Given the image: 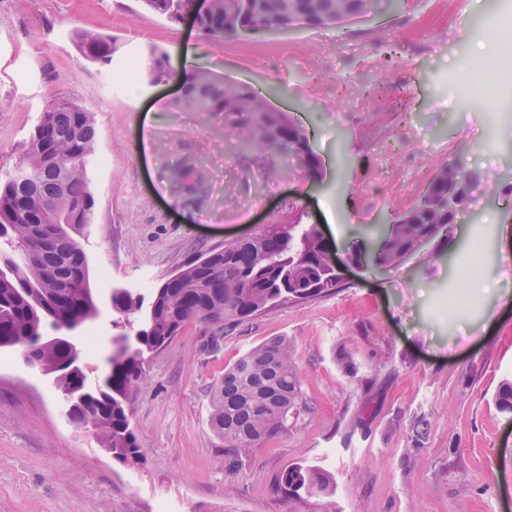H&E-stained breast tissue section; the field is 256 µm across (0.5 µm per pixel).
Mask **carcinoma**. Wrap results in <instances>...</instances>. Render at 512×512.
<instances>
[{
	"label": "carcinoma",
	"instance_id": "cac0c4a2",
	"mask_svg": "<svg viewBox=\"0 0 512 512\" xmlns=\"http://www.w3.org/2000/svg\"><path fill=\"white\" fill-rule=\"evenodd\" d=\"M169 22L178 21L190 0H144ZM320 26L339 27L365 18L362 0H304ZM293 29L288 0H211L200 17L199 31L214 41ZM73 41L80 52L91 43L105 46L92 61L108 64L116 51L112 38L77 29ZM165 56L151 51L145 73L152 81L169 74ZM183 84L186 102L197 112L224 113V131L240 147L304 156V167L317 170L302 128L285 112L273 108L268 93L252 85L194 70ZM97 128L93 113L69 102H54L29 133L20 164L29 177L12 169L0 174V238L9 252L0 253V349L18 348L48 366L65 402L67 417L94 424L101 444L124 464L138 461L143 448L131 426L128 403L146 377L149 354L164 346L191 321L224 327L268 312L280 305L302 303L336 292L340 280L329 264L327 247L312 224H269L240 245L206 251L185 263L175 280H166L150 298L127 288L112 289V310L125 316L144 314L132 336L112 350L111 369L89 380V366L72 359L64 342L42 340L55 320L86 324L99 314L91 288L86 254L79 241L95 222V196L89 165L95 154ZM68 179L65 195L57 194L61 175ZM484 175L462 174L456 164L439 168L414 204L379 234L377 263L389 265L412 252L422 240H448L459 207L468 204ZM501 411L512 414V382L496 396ZM208 424L234 457L281 434L304 406L291 346L282 336L240 355L224 369L211 391ZM280 486L297 498L329 495L333 477L311 465L293 464Z\"/></svg>",
	"mask_w": 512,
	"mask_h": 512
}]
</instances>
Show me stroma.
<instances>
[{
    "label": "stroma",
    "instance_id": "stroma-1",
    "mask_svg": "<svg viewBox=\"0 0 512 512\" xmlns=\"http://www.w3.org/2000/svg\"><path fill=\"white\" fill-rule=\"evenodd\" d=\"M434 0L344 27L234 39L235 53L191 21L171 23L144 0H0V168H13L50 99L91 111L98 131L91 170L96 220L81 243L100 314L102 370L117 322L113 287L156 288L198 253L267 225L301 218L318 225L345 268L340 288L225 328L188 323L153 353L128 407L143 457L113 459L93 429L70 424L52 376L0 350V512H512V415L496 405L512 380V104L452 103L453 71L471 62L487 35L471 18L498 0H457L465 22L418 42L410 30ZM112 36L108 65L88 61L72 33ZM288 44V55L273 53ZM196 51L197 67L270 89L319 159L318 173L287 155L241 152L224 116L176 106L178 84L137 90L113 72L145 68L150 51ZM379 85L376 97L364 82ZM206 172L187 191L170 177L176 162ZM484 177L446 243L428 245L382 269L362 260L382 225L410 208L442 165ZM480 254H473V242ZM480 263L483 291L455 305L462 276ZM276 336L291 341L306 408L277 438L230 462L207 420L225 366ZM351 350L355 370L337 365ZM430 427L417 437L413 426ZM301 462L328 471L334 494L298 500L278 483Z\"/></svg>",
    "mask_w": 512,
    "mask_h": 512
}]
</instances>
